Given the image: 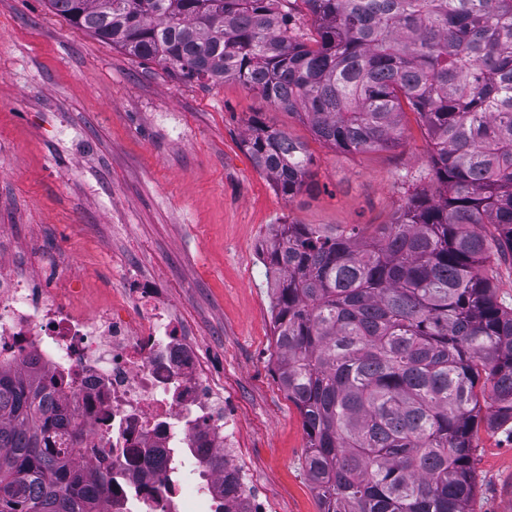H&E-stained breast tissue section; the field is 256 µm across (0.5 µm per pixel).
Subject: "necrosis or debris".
I'll return each instance as SVG.
<instances>
[{
  "label": "necrosis or debris",
  "instance_id": "necrosis-or-debris-1",
  "mask_svg": "<svg viewBox=\"0 0 512 512\" xmlns=\"http://www.w3.org/2000/svg\"><path fill=\"white\" fill-rule=\"evenodd\" d=\"M74 293L72 278L35 286L0 257V365L38 361L75 404L89 432L81 466L112 470L100 512H266L235 453V414L162 293L126 288L89 313Z\"/></svg>",
  "mask_w": 512,
  "mask_h": 512
}]
</instances>
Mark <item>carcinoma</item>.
<instances>
[{
    "label": "carcinoma",
    "mask_w": 512,
    "mask_h": 512,
    "mask_svg": "<svg viewBox=\"0 0 512 512\" xmlns=\"http://www.w3.org/2000/svg\"><path fill=\"white\" fill-rule=\"evenodd\" d=\"M173 77L237 80L345 153L393 146L406 111L431 184L368 233L279 224L276 375L297 407L319 512H471L473 436L512 423V0H46ZM254 166L290 199L305 142L253 119ZM35 368L0 365V512H95L112 472L77 463L87 430Z\"/></svg>",
    "instance_id": "1"
}]
</instances>
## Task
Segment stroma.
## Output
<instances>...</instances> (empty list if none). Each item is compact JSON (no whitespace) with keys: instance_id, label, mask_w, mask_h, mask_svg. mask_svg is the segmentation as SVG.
<instances>
[{"instance_id":"obj_1","label":"stroma","mask_w":512,"mask_h":512,"mask_svg":"<svg viewBox=\"0 0 512 512\" xmlns=\"http://www.w3.org/2000/svg\"><path fill=\"white\" fill-rule=\"evenodd\" d=\"M261 118L306 143L313 191L277 192L243 140ZM406 114L396 147L349 155L241 83L170 77L69 24L46 0H0V248L38 278L83 267L94 300L163 288L207 378L237 412L240 461L267 512H318L307 436L275 374L262 250L279 224H385L429 185ZM45 263L32 266L30 244ZM473 512H512V431L478 430Z\"/></svg>"}]
</instances>
